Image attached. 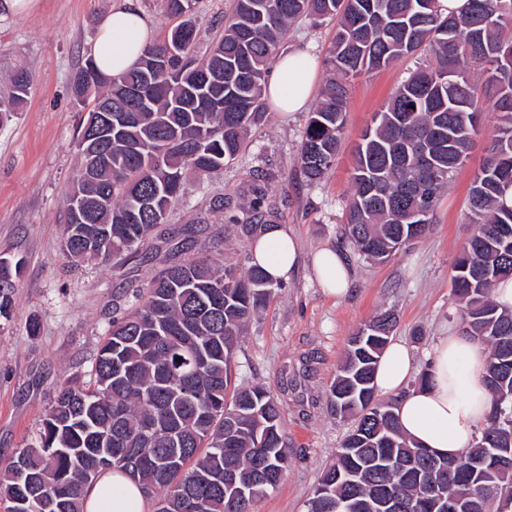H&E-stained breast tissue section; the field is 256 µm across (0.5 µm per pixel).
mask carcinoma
<instances>
[{"label":"carcinoma","instance_id":"1","mask_svg":"<svg viewBox=\"0 0 512 512\" xmlns=\"http://www.w3.org/2000/svg\"><path fill=\"white\" fill-rule=\"evenodd\" d=\"M180 19L145 49L135 67L110 76L84 66L79 92L102 91L101 104L138 87L147 105L134 124L115 123L112 158L97 178L76 172L69 192L87 201L89 221L66 210L65 250L80 261L133 253L158 226L146 207L169 214L191 175L207 177L234 163L249 130L264 116L263 85L288 24L338 18L321 99L302 132L298 161L307 181L336 161L345 128L348 80L385 69L419 51L433 63L413 70L393 91L354 152L346 237L355 251L385 261L433 223L450 177L469 156L482 102L499 124L469 189L474 233L457 259L454 292L463 330L487 349L490 418L475 444L439 458L400 430L396 402L382 401L374 374L394 326L382 314L349 342L327 392L330 413L351 422L308 503V512H444L446 498L466 512H512V310L490 298L512 276V0H468L460 12L439 0H233L224 35L207 59L188 58L195 39L186 19L192 0H165ZM189 34L169 69L155 58L180 32ZM215 103L184 105L205 78ZM0 115L15 111L32 85L16 70ZM427 152L430 167L417 157ZM245 223L252 236L273 216L265 185H251ZM12 265L0 263V317L8 318ZM274 285L255 266L193 257L160 268L137 300L112 318L86 385L65 384L36 445L0 467L5 512H84L83 493L105 469L158 496L155 512H253L280 483L289 463L281 407L263 388L234 386L235 347Z\"/></svg>","mask_w":512,"mask_h":512}]
</instances>
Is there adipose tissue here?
<instances>
[{"instance_id":"ef3b65f1","label":"adipose tissue","mask_w":512,"mask_h":512,"mask_svg":"<svg viewBox=\"0 0 512 512\" xmlns=\"http://www.w3.org/2000/svg\"><path fill=\"white\" fill-rule=\"evenodd\" d=\"M153 40L148 19L132 0L113 8L102 20L92 49L95 65L117 75L131 69ZM316 80L314 59L305 48L278 57L263 98L277 112L303 111ZM252 264L273 283L293 279L302 257L297 238L274 224L253 238ZM311 269L327 294L340 297L350 285V269L340 248L324 246L311 257ZM413 356L401 342L389 344L376 368L378 393L396 397L399 426L412 441L437 456L453 458L471 447L478 426L488 418L492 396L485 383L486 354L471 337L444 333L427 351L429 381L410 385ZM149 501L138 482L117 470L103 471L84 493V512H149Z\"/></svg>"}]
</instances>
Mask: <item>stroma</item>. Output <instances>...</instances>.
Masks as SVG:
<instances>
[{"mask_svg": "<svg viewBox=\"0 0 512 512\" xmlns=\"http://www.w3.org/2000/svg\"><path fill=\"white\" fill-rule=\"evenodd\" d=\"M122 0H40L26 16L0 17V97L16 68L28 69V98L0 122V257L20 262L13 308L0 318V464L34 445L43 419L68 381L88 383L101 338L127 295L172 258L226 259L238 274L250 267L240 226L224 221L214 202L247 201L251 181L268 182L274 223L300 240L302 256L332 245L344 248L351 268L346 297H328L310 267L276 285L266 307L248 324L235 349L237 382L269 389L283 407L282 430L291 452L276 490L254 512H307L322 473L347 435L349 422L327 410V389L347 342L380 312L397 315L393 340L427 368L424 354L445 329L458 328L454 265L473 233L468 194L474 172L497 125L485 112L464 167L452 176L426 234L383 263L361 258L344 234L353 152L362 131L398 84L428 55L360 75L351 82L346 126L336 161L319 182H307L296 158L307 115L267 111L251 131L247 153L210 178L189 177L167 223L158 225L131 259L76 262L62 249L64 206L79 165L76 71L90 58L102 19ZM232 0H194L197 37L190 51L203 59L224 32ZM336 29L327 19L291 25L280 51L311 47L318 80Z\"/></svg>", "mask_w": 512, "mask_h": 512, "instance_id": "35a3bbf8", "label": "stroma"}]
</instances>
